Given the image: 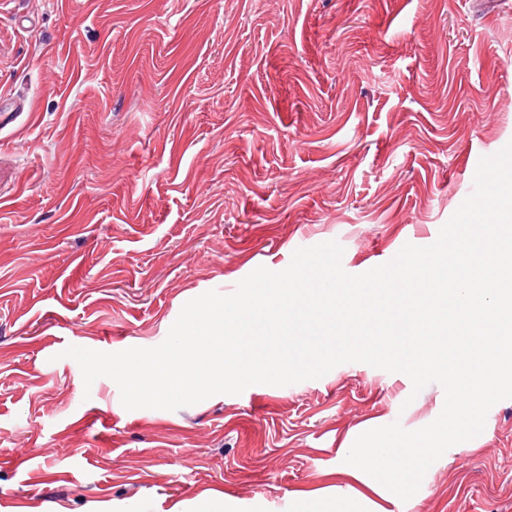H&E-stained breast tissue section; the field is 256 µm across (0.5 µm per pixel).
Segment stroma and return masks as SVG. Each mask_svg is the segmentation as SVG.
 <instances>
[{
  "label": "stroma",
  "mask_w": 512,
  "mask_h": 512,
  "mask_svg": "<svg viewBox=\"0 0 512 512\" xmlns=\"http://www.w3.org/2000/svg\"><path fill=\"white\" fill-rule=\"evenodd\" d=\"M0 512H296L344 440L441 413L364 363L175 411L85 386L183 305L334 240L434 243L512 142V0H0ZM387 512H512V399Z\"/></svg>",
  "instance_id": "obj_1"
}]
</instances>
